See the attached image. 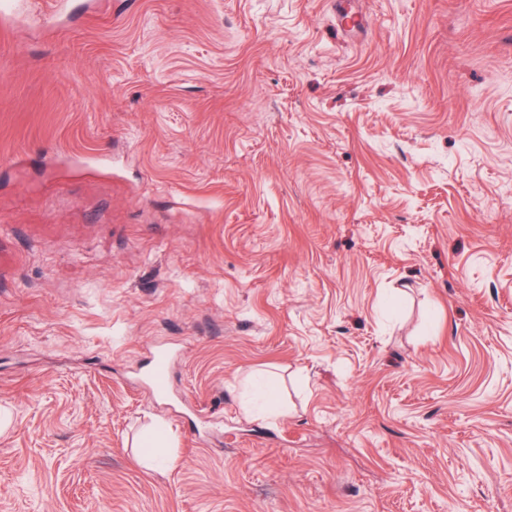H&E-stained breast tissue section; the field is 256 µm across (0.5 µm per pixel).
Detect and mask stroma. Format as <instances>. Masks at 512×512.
I'll use <instances>...</instances> for the list:
<instances>
[{"label": "stroma", "mask_w": 512, "mask_h": 512, "mask_svg": "<svg viewBox=\"0 0 512 512\" xmlns=\"http://www.w3.org/2000/svg\"><path fill=\"white\" fill-rule=\"evenodd\" d=\"M40 2L0 512H512V0ZM175 353L169 349L157 350L150 361L148 371L149 385L154 393L166 394L167 391V369L174 359Z\"/></svg>", "instance_id": "35a3bbf8"}]
</instances>
